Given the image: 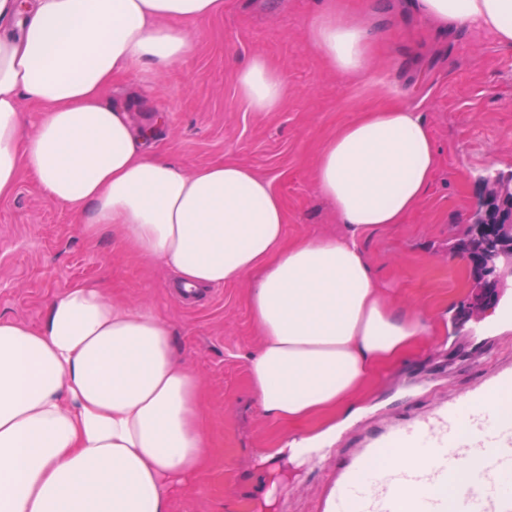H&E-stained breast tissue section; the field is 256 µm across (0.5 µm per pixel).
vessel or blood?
Instances as JSON below:
<instances>
[{"mask_svg": "<svg viewBox=\"0 0 512 512\" xmlns=\"http://www.w3.org/2000/svg\"><path fill=\"white\" fill-rule=\"evenodd\" d=\"M506 388L512 389L511 369L441 402L429 415L372 436L337 470L326 512H397L403 489L425 485L435 491L417 500L415 512H512V413L488 407ZM411 448L434 449L437 465H400L375 476L388 450ZM466 461L481 462L482 470L448 498V480Z\"/></svg>", "mask_w": 512, "mask_h": 512, "instance_id": "1", "label": "vessel or blood"}]
</instances>
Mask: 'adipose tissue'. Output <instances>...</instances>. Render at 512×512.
I'll return each instance as SVG.
<instances>
[{"label": "adipose tissue", "mask_w": 512, "mask_h": 512, "mask_svg": "<svg viewBox=\"0 0 512 512\" xmlns=\"http://www.w3.org/2000/svg\"><path fill=\"white\" fill-rule=\"evenodd\" d=\"M417 8L441 29L478 26L512 45V0ZM223 10L224 0H0V200L27 174L87 237L116 232L176 286L198 294L251 279L262 336L245 356L253 394L267 419L302 426L277 450L297 461L330 438L369 379L441 328L387 299L361 246L418 206L437 150L426 120L404 106L341 127L313 178L344 233L291 244L268 179L232 161L189 172L154 156L129 108L104 94L142 66L188 56L175 21ZM305 35L332 70L370 78L367 32L334 0ZM237 87L255 112L288 96L258 56ZM25 99L42 112L32 129ZM200 389L167 324L96 285L66 288L39 326L0 317V512H169L209 446Z\"/></svg>", "instance_id": "adipose-tissue-1"}]
</instances>
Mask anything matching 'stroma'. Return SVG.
Listing matches in <instances>:
<instances>
[{"label": "stroma", "mask_w": 512, "mask_h": 512, "mask_svg": "<svg viewBox=\"0 0 512 512\" xmlns=\"http://www.w3.org/2000/svg\"><path fill=\"white\" fill-rule=\"evenodd\" d=\"M321 0H224V11L186 24L191 53L167 69L146 66L118 80L109 100L126 104L136 124L160 113L150 149L186 169L234 161L270 180L286 213V239L337 234L332 205L317 191L313 164L323 141L361 113L401 105L421 112L438 160L419 205L400 224L367 236L364 250L396 304L447 318L439 336L421 337L369 384L357 416L317 460L260 464L289 437L266 419L250 386L245 355L259 342L247 301L249 281L182 300L174 275L121 243L86 237L77 218L47 201L28 177L0 201V316L40 325L48 301L75 283L102 285L113 301L159 314L178 354L202 379L212 446L209 461L174 492L170 512H249L269 488L268 468L288 482L274 512H320L337 467L390 424L428 412L512 364V331L497 332L512 288H499L474 314L461 313L481 291L448 241L485 192L486 173L512 174V46L477 28L440 30L411 0H336L364 21L372 39L373 84L343 77L308 43ZM283 75L288 96L272 112L252 111L236 72L254 57Z\"/></svg>", "instance_id": "stroma-1"}]
</instances>
